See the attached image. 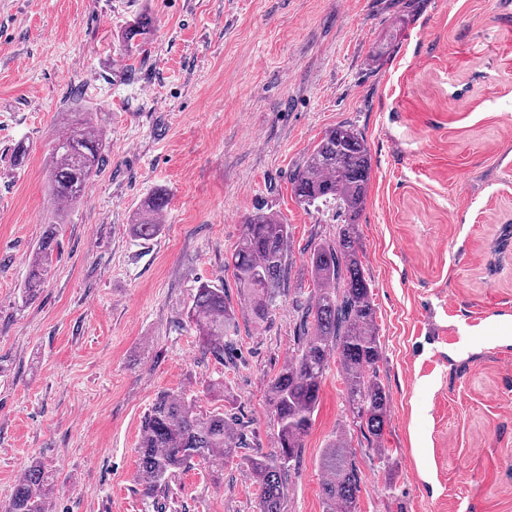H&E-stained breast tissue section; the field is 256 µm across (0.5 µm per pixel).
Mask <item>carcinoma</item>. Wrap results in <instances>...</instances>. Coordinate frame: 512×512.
<instances>
[{"label": "carcinoma", "mask_w": 512, "mask_h": 512, "mask_svg": "<svg viewBox=\"0 0 512 512\" xmlns=\"http://www.w3.org/2000/svg\"><path fill=\"white\" fill-rule=\"evenodd\" d=\"M151 20L141 18L124 29L123 43L133 48L148 33ZM52 196L61 208L83 196L91 178L107 162L105 135L89 121L79 122L52 149ZM371 179V157L363 134L350 125L326 131L294 177L298 202L336 217V236L309 253L312 290L301 320L295 354L270 381L268 403L274 412L277 448L246 458L247 473L258 489L257 512H282L283 484L299 463L331 358L343 374L352 426L366 435L379 471L393 479L394 463L382 448L390 416V397L377 374L381 359L376 309L361 260L358 232ZM169 192L155 188L137 206L130 229L136 239L160 232L159 215ZM290 228L273 213L258 209L244 217L237 242L224 265L231 270L239 294L234 308L220 285L202 283L187 311L202 351L224 358V340L236 335L239 321L263 326L277 307L281 283L290 267ZM54 232L43 236L28 262L25 292L33 296L45 281L53 256ZM350 428H342L320 459L321 496L325 512H356L361 477L354 461ZM242 449L235 418L207 411L186 391L164 392L142 424L138 445L142 496L157 501L170 480L195 461L211 474L224 475V465ZM53 477L39 465L17 481L0 512H47Z\"/></svg>", "instance_id": "cac0c4a2"}]
</instances>
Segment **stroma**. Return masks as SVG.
<instances>
[{
  "mask_svg": "<svg viewBox=\"0 0 512 512\" xmlns=\"http://www.w3.org/2000/svg\"><path fill=\"white\" fill-rule=\"evenodd\" d=\"M144 16L150 32L121 52ZM79 118L110 162L61 211L51 147ZM340 124L371 154L359 230L398 464L385 484L353 437L358 512H512V0H0V500L39 462L48 512H256L240 457L144 499L140 431L160 393L186 388L235 417L247 448L274 450L268 385L296 347L308 254L336 232L292 180ZM159 186L161 231L135 239ZM260 207L290 226L291 270L269 323L240 324L219 360L186 312L204 282L237 301L224 260ZM346 423L332 366L282 512H323L320 457ZM169 192L157 187L137 206L131 217L130 229L136 239H151L160 232L159 215L167 208ZM45 233L38 248L32 252L29 258L28 275L24 288L28 296H34L39 291L53 260L54 232L49 230Z\"/></svg>",
  "mask_w": 512,
  "mask_h": 512,
  "instance_id": "stroma-1",
  "label": "stroma"
}]
</instances>
